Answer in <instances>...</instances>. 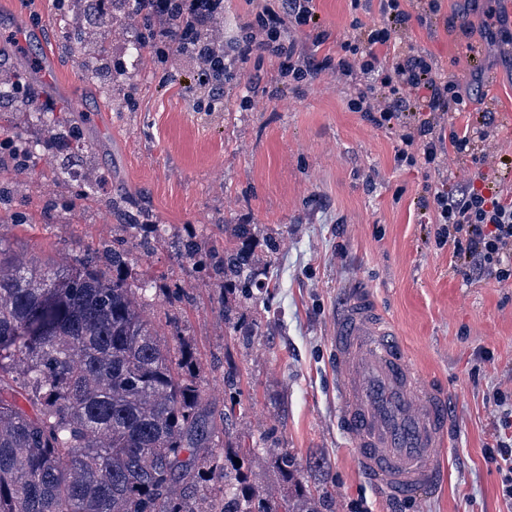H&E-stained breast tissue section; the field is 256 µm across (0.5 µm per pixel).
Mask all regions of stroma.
Instances as JSON below:
<instances>
[{"label":"stroma","instance_id":"1","mask_svg":"<svg viewBox=\"0 0 512 512\" xmlns=\"http://www.w3.org/2000/svg\"><path fill=\"white\" fill-rule=\"evenodd\" d=\"M357 16L379 23L377 0H363ZM322 30L291 32L301 56L339 60L350 30L349 0H316ZM484 0H444L447 22L412 26L403 46L430 54L438 73L472 97L496 132L477 142L491 158L483 166L502 198L512 201V31L489 28ZM56 0H0V42L10 43V66L54 114L81 126L100 161L101 177L68 162L63 142L45 124L22 115L23 100L0 103V139L23 135L36 145L35 175L15 179L0 166V233L39 261L69 260L119 235L121 219L107 206L123 197L159 224L150 249L128 239L129 275L152 282L144 313L161 334L177 326L196 353L203 398L223 408L236 397L234 427L225 446L254 448L251 483L277 482L267 459L285 448L309 486L329 485L332 512H512L505 473L491 459L501 433L495 392L512 393V285L471 277L469 267L436 244L428 203L441 186L437 172L396 161L398 140L347 106L348 87L335 70L302 82L281 78L278 60L252 53L228 74L224 100L209 105L198 68L186 57L162 63L151 51L130 60L125 47L138 34L137 18L106 30L113 67L110 84L88 74L65 47ZM484 47L478 66L466 42ZM498 82L487 86L484 76ZM64 168L60 182L41 171ZM250 224L247 247L258 257L259 300L225 294L198 276L176 249L177 238L223 239V225ZM370 286L382 311L422 375L448 392L452 444L444 451L447 482L397 502L377 497L365 481L355 447L336 425V375L329 336L350 281ZM236 304L239 335L224 321L223 299ZM238 374V390L224 382Z\"/></svg>","mask_w":512,"mask_h":512}]
</instances>
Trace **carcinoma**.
I'll return each instance as SVG.
<instances>
[{
    "label": "carcinoma",
    "instance_id": "carcinoma-1",
    "mask_svg": "<svg viewBox=\"0 0 512 512\" xmlns=\"http://www.w3.org/2000/svg\"><path fill=\"white\" fill-rule=\"evenodd\" d=\"M94 21L72 45V55L112 76L110 47L98 30L118 24L130 0H90ZM148 0L136 8L143 33L130 44L140 55L153 43ZM176 36L193 31L170 0ZM25 74L0 64V100ZM69 158L91 154L71 127ZM238 224L224 243L182 239L181 255L204 277L239 288L257 260L235 240L251 235ZM129 252L120 245L87 248L65 267L23 262L0 236V512H323L333 501L325 486L296 480L286 450L270 454L283 491H259L244 469L253 449L238 444L230 461L236 491L202 507L199 489L225 481L227 469L209 465L234 415L201 396L195 352L172 347L145 319L137 299L149 284L132 287Z\"/></svg>",
    "mask_w": 512,
    "mask_h": 512
}]
</instances>
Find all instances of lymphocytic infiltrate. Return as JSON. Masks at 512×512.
Masks as SVG:
<instances>
[{
	"label": "lymphocytic infiltrate",
	"instance_id": "1",
	"mask_svg": "<svg viewBox=\"0 0 512 512\" xmlns=\"http://www.w3.org/2000/svg\"><path fill=\"white\" fill-rule=\"evenodd\" d=\"M443 0H419L417 12L403 6V0H379L382 21L368 25L353 19L351 34L339 48L342 75L353 77L347 105L351 111L364 113L376 127L391 130L398 139L396 159L400 164L427 166L447 171L449 155L464 157L474 152L475 139H488V123L466 124L461 129H446L444 117L469 109L470 96L453 81L434 76L433 59L419 51L399 48L396 35L410 23L433 26L441 18ZM151 21L157 41L156 54L163 59L186 56L192 49L170 34L167 0H153ZM315 0H277L275 7H263L250 23L247 39L228 44L226 50L212 48L196 60L200 70L209 72L212 100L224 97L221 78L251 55L254 47L271 51L279 60L282 77L294 82L326 70L330 58L297 62L294 42L285 38L287 29L317 25ZM476 183L448 190H435L437 243L453 248L456 257L471 262L475 274H491L501 284L512 283V205L496 194L485 193L479 183L484 173H477Z\"/></svg>",
	"mask_w": 512,
	"mask_h": 512
}]
</instances>
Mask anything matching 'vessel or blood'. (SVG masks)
Segmentation results:
<instances>
[{"mask_svg": "<svg viewBox=\"0 0 512 512\" xmlns=\"http://www.w3.org/2000/svg\"><path fill=\"white\" fill-rule=\"evenodd\" d=\"M345 294L329 343L339 427L380 497L434 489L446 476L448 399L416 371L370 289L353 285Z\"/></svg>", "mask_w": 512, "mask_h": 512, "instance_id": "obj_1", "label": "vessel or blood"}]
</instances>
